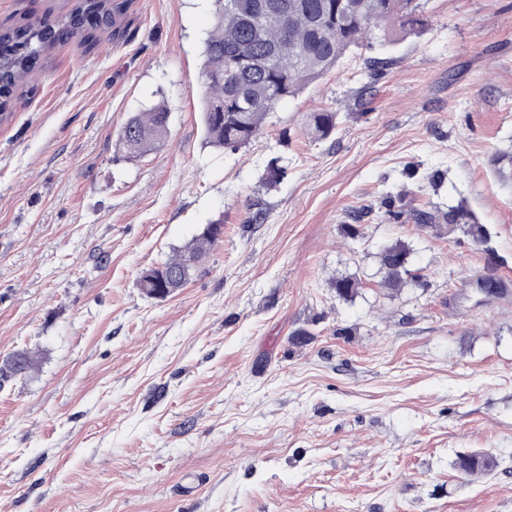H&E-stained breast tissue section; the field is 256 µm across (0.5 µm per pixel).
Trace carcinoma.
<instances>
[{"label":"carcinoma","mask_w":512,"mask_h":512,"mask_svg":"<svg viewBox=\"0 0 512 512\" xmlns=\"http://www.w3.org/2000/svg\"><path fill=\"white\" fill-rule=\"evenodd\" d=\"M213 23L204 46L202 71L205 94L202 125L206 144L236 150L263 129L278 103L327 74L376 29L391 40L396 29L418 32L426 18L419 0H212ZM133 0H66V9L54 19H31L0 29V108L23 92L26 78L37 64L48 59L57 43L80 34L86 24H101L121 34ZM336 129V113L313 112L308 130L322 140ZM169 131V112L163 104L128 118L119 133V146L129 160L159 149ZM494 174L512 185V150L491 157ZM424 227L456 225L477 242L485 241L483 226L457 204L443 210L421 209L413 214ZM221 232L207 228L197 233L175 255L143 271L138 280L150 298L156 288L176 274H193L217 244ZM410 248L396 240L377 253L382 286L400 292L415 283L407 268ZM333 287L341 297L357 293L359 281L336 278ZM12 365L0 367V381L26 376L35 367L28 350L8 356ZM455 466L464 475H485L497 467L496 457L471 451L457 457Z\"/></svg>","instance_id":"1"}]
</instances>
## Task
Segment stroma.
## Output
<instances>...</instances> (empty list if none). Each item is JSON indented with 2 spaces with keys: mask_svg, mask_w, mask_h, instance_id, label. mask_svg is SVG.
I'll return each instance as SVG.
<instances>
[{
  "mask_svg": "<svg viewBox=\"0 0 512 512\" xmlns=\"http://www.w3.org/2000/svg\"><path fill=\"white\" fill-rule=\"evenodd\" d=\"M422 6L423 32L369 35L235 151L200 119L211 0H135L122 36L85 27L34 69L0 121V356L39 358L0 384V512H512V289L487 291L512 281L489 163L512 148V0ZM158 103L165 145L126 161L119 130ZM437 201L486 242L415 224ZM216 220L184 288L144 296ZM397 239L417 283L393 294L375 254ZM474 450L491 475L455 468ZM336 129V113L312 112L309 118L308 130L312 137L322 140L329 137ZM213 222L209 224L205 231L197 233L181 250H178L174 256H171L155 266L143 271L138 280V287L142 293L149 298H153L152 294L165 283L169 278L176 274L188 272L192 276L197 265H193L195 261H200L211 251L221 237V232L216 228L212 229ZM179 288L166 284L163 288H159L156 295L159 298H167L174 294ZM154 299V298H153ZM496 457L486 451H471L459 455L455 462V466L459 472L464 475H485L495 470L497 467Z\"/></svg>",
  "mask_w": 512,
  "mask_h": 512,
  "instance_id": "obj_1",
  "label": "stroma"
}]
</instances>
